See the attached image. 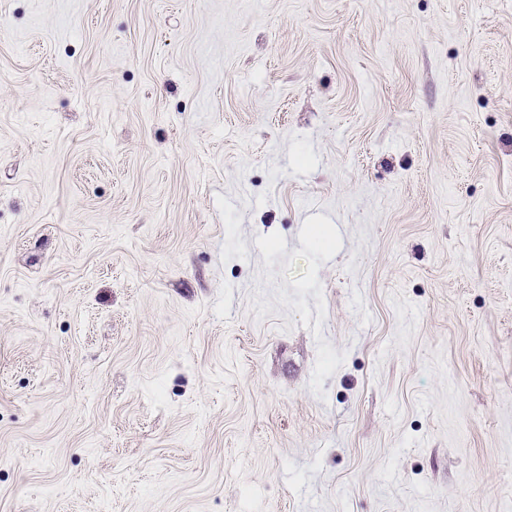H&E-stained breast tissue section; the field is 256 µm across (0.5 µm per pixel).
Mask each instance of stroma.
I'll use <instances>...</instances> for the list:
<instances>
[{"instance_id":"35a3bbf8","label":"stroma","mask_w":512,"mask_h":512,"mask_svg":"<svg viewBox=\"0 0 512 512\" xmlns=\"http://www.w3.org/2000/svg\"><path fill=\"white\" fill-rule=\"evenodd\" d=\"M0 512H512V0H0Z\"/></svg>"}]
</instances>
